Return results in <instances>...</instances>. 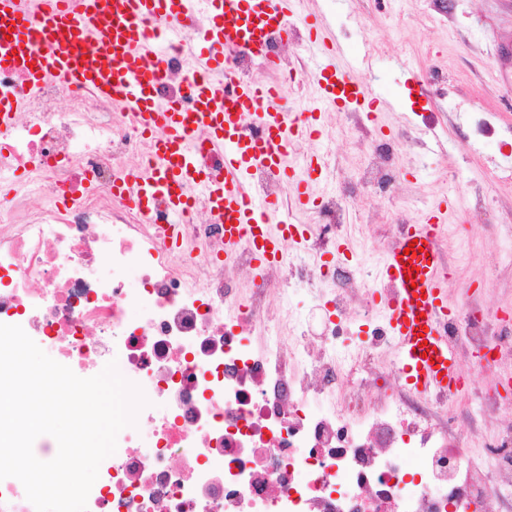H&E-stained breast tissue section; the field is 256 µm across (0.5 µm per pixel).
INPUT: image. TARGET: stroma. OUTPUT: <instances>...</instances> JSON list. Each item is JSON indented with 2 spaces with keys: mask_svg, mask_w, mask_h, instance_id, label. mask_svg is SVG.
<instances>
[{
  "mask_svg": "<svg viewBox=\"0 0 512 512\" xmlns=\"http://www.w3.org/2000/svg\"><path fill=\"white\" fill-rule=\"evenodd\" d=\"M299 25L326 18L346 48L370 54L360 81L379 97L396 102L385 117L410 142L400 163L419 193L411 199L376 197L352 208L353 252L349 261L370 270L392 245L382 224L364 225L372 211L418 222L440 201L448 203L447 231L461 237L452 259L448 300L464 302L476 290L484 306L512 313V262L494 255L512 243V0H303ZM442 77V88L417 97L412 77ZM487 112L494 132L473 137L472 116ZM439 171L469 175L452 189Z\"/></svg>",
  "mask_w": 512,
  "mask_h": 512,
  "instance_id": "obj_1",
  "label": "stroma"
}]
</instances>
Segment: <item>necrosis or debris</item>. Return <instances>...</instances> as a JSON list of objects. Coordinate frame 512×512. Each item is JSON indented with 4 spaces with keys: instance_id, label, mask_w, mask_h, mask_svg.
Segmentation results:
<instances>
[{
    "instance_id": "obj_1",
    "label": "necrosis or debris",
    "mask_w": 512,
    "mask_h": 512,
    "mask_svg": "<svg viewBox=\"0 0 512 512\" xmlns=\"http://www.w3.org/2000/svg\"><path fill=\"white\" fill-rule=\"evenodd\" d=\"M345 125L352 178L321 194L301 251L263 268L246 245L225 260L223 225L195 213L145 224L114 195L132 174L127 158L149 163V141L84 87L33 91L0 135L11 195L0 207V324L84 378L119 362L148 400L102 461L87 512H488L512 492V424L476 445L451 392L412 394L385 356L384 285L362 264L326 261L351 229L353 189L415 190L395 164L400 136L357 112ZM298 278L328 286L317 318L271 316V290L289 295ZM444 327L478 354L512 348V321L474 294Z\"/></svg>"
}]
</instances>
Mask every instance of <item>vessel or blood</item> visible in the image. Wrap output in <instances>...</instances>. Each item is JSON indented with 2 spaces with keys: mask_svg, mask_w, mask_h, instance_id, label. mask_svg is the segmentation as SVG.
<instances>
[{
  "mask_svg": "<svg viewBox=\"0 0 512 512\" xmlns=\"http://www.w3.org/2000/svg\"><path fill=\"white\" fill-rule=\"evenodd\" d=\"M297 0H0V70L30 88L72 79L132 113L149 134L152 163L117 192L144 220L164 199L178 219L204 207L223 225L224 242L251 246L258 264L281 262L288 245L304 238L298 225L276 220L277 201L256 195L250 173L257 164L279 171L293 204L313 202L310 183L297 173L293 147L312 141L322 111L332 106L389 109L356 76L343 45L331 33L311 38L316 50L314 89L289 105L274 83L244 79L243 56L266 58L264 35L278 27L293 37ZM177 34L187 47L189 102L157 93L168 66L163 38ZM205 133L224 158L213 176L196 157L195 137ZM441 212L408 225L388 250L380 278L392 291L383 311L397 339L405 384L426 396L464 381L440 320L448 313L445 285L451 274L440 243ZM419 253H408L411 242ZM415 281H406L408 273Z\"/></svg>",
  "mask_w": 512,
  "mask_h": 512,
  "instance_id": "b4317fda",
  "label": "vessel or blood"
}]
</instances>
